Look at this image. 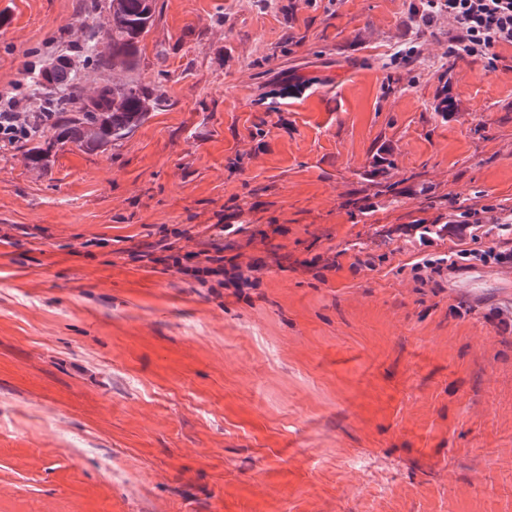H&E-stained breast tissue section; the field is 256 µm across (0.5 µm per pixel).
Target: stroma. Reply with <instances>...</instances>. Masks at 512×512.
Wrapping results in <instances>:
<instances>
[{
  "mask_svg": "<svg viewBox=\"0 0 512 512\" xmlns=\"http://www.w3.org/2000/svg\"><path fill=\"white\" fill-rule=\"evenodd\" d=\"M77 3L0 0V93L64 55L167 105L45 173L0 150V512H512V279L421 283L457 239L406 231L512 211V47L452 60L424 0H155L102 73ZM211 224L255 285L136 257Z\"/></svg>",
  "mask_w": 512,
  "mask_h": 512,
  "instance_id": "obj_1",
  "label": "stroma"
}]
</instances>
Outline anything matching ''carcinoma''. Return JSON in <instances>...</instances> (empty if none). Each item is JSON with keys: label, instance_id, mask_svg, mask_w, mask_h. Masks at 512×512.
I'll return each mask as SVG.
<instances>
[{"label": "carcinoma", "instance_id": "obj_1", "mask_svg": "<svg viewBox=\"0 0 512 512\" xmlns=\"http://www.w3.org/2000/svg\"><path fill=\"white\" fill-rule=\"evenodd\" d=\"M87 11L109 13L107 36L110 51L96 49V33L84 36L76 45L84 60L101 72L117 68L133 71L140 64V39L153 25L155 5L149 0H89ZM48 84L61 85L66 93L45 101V109L22 112L20 124L26 129L21 139L32 166L46 170L51 153L73 144L84 151L105 150L128 138L151 112L167 105V99L133 80L104 81L86 92L77 72L63 63L50 72L29 80L34 94Z\"/></svg>", "mask_w": 512, "mask_h": 512}]
</instances>
